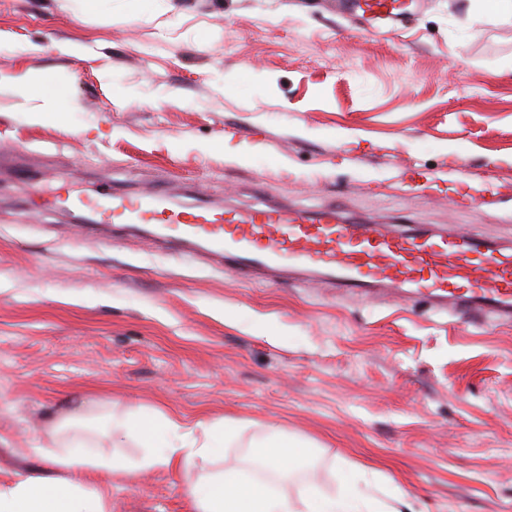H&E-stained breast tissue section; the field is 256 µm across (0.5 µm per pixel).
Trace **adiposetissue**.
I'll return each instance as SVG.
<instances>
[{
	"instance_id": "adipose-tissue-1",
	"label": "adipose tissue",
	"mask_w": 512,
	"mask_h": 512,
	"mask_svg": "<svg viewBox=\"0 0 512 512\" xmlns=\"http://www.w3.org/2000/svg\"><path fill=\"white\" fill-rule=\"evenodd\" d=\"M164 427L180 438V445H168L146 466L175 468L183 478L193 512H363L369 499L351 487L339 494H326L314 485L302 487L297 498L270 490L267 484L245 479L230 469L207 472L219 452L220 438L214 426L201 421L187 422L177 412L161 414ZM85 408L73 405L55 411L44 439L35 450L50 448L51 470L9 484L0 483V512H109V497L99 485L78 481V473L112 471L111 459L84 454L90 436ZM309 455L307 441L272 435L258 445V460L274 475L283 476L300 466ZM72 471V478L53 476V469Z\"/></svg>"
}]
</instances>
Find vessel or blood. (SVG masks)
I'll list each match as a JSON object with an SVG mask.
<instances>
[{
  "label": "vessel or blood",
  "mask_w": 512,
  "mask_h": 512,
  "mask_svg": "<svg viewBox=\"0 0 512 512\" xmlns=\"http://www.w3.org/2000/svg\"><path fill=\"white\" fill-rule=\"evenodd\" d=\"M407 0H336L367 31L405 18ZM68 206L94 223L150 224L155 240L187 259L206 255L241 277L309 274L340 295L419 300L437 314H481L512 322V246L479 232L439 234L425 226L361 224L335 209L262 203L243 210L183 207L164 192L129 196L102 187Z\"/></svg>",
  "instance_id": "vessel-or-blood-1"
}]
</instances>
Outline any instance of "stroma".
<instances>
[{
	"label": "stroma",
	"mask_w": 512,
	"mask_h": 512,
	"mask_svg": "<svg viewBox=\"0 0 512 512\" xmlns=\"http://www.w3.org/2000/svg\"><path fill=\"white\" fill-rule=\"evenodd\" d=\"M431 0L360 36L326 0H0V483L48 468L47 414L176 411L236 425L213 471L344 485L414 512H512V326L240 279L152 240L87 232L63 200L171 187L183 204L333 205L361 221L512 241V18ZM45 73L59 120L10 78ZM433 179L415 191L398 176ZM500 187L497 205L464 195ZM312 441L281 481L255 443ZM97 476L112 512H192L139 435Z\"/></svg>",
	"instance_id": "35a3bbf8"
}]
</instances>
